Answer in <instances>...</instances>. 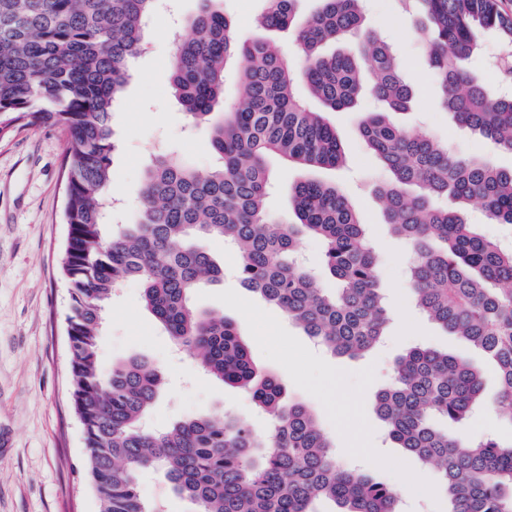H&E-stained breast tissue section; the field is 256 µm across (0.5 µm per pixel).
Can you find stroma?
Returning <instances> with one entry per match:
<instances>
[{
  "label": "stroma",
  "mask_w": 512,
  "mask_h": 512,
  "mask_svg": "<svg viewBox=\"0 0 512 512\" xmlns=\"http://www.w3.org/2000/svg\"><path fill=\"white\" fill-rule=\"evenodd\" d=\"M264 6V0H222L238 42L261 35L258 18ZM199 7L200 0H163L147 29L143 51L130 64L131 76L110 121L115 143L112 191L119 202L113 223L135 218L146 171L165 150H176L203 172L216 163L207 134L190 129L171 88L174 49L169 30L176 24L183 36H191L189 20ZM364 10L368 24L393 47L413 88V101L398 121L447 142L452 154L511 169L512 153L459 128L438 105L421 44L406 26L389 24L402 13L399 0H364ZM375 106L367 96L351 110L326 113L347 160L327 177L351 197L376 250L392 311L383 341L358 358L326 352L280 310L242 287L236 275L238 253L219 241L210 249L224 267V280L199 289L193 301L198 309L237 324L259 371L279 378L285 402H303L315 413L341 464L361 467L395 487L401 512H449L434 472L387 439L374 411V398L391 383L396 359L424 346L481 367L484 405L457 429L466 439L494 436L511 442L512 414L490 407L499 382L486 356L428 320L415 305L406 282L414 254L382 222L374 189L385 173L359 132L363 115ZM66 144L67 134L59 127L19 124L0 138V512H98V501L81 472L86 448L71 403L70 295L63 273ZM269 168L275 191L267 209L292 221L290 190L307 172L277 157L270 158ZM133 356L148 359L164 376L149 415L154 427L206 413L232 415L257 433L269 432L268 416L244 391L219 383L187 353H173L167 336L143 308L140 285L130 281L112 300L100 361L108 368ZM139 493L162 512H196L194 504L173 491L163 471H144Z\"/></svg>",
  "instance_id": "stroma-1"
}]
</instances>
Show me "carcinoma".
<instances>
[{
    "label": "carcinoma",
    "mask_w": 512,
    "mask_h": 512,
    "mask_svg": "<svg viewBox=\"0 0 512 512\" xmlns=\"http://www.w3.org/2000/svg\"><path fill=\"white\" fill-rule=\"evenodd\" d=\"M218 2L201 0L192 38L175 49L171 78L190 123L209 133L219 163L202 174L174 152L160 155L147 171L136 223L116 229L106 222L115 148L109 120L158 0H0V136L17 124L68 133L63 271L84 471L99 512H155L136 482L152 466L162 467L198 512H314L319 498L333 500L338 512H400L392 486L336 461L307 406L282 405L281 382L258 371L235 323L193 305L197 289L224 275L208 243L230 239L243 286L332 354L370 351L389 320L366 225L336 182L296 183L294 224L267 212L271 156L310 171L336 169L344 156L323 112L300 102L298 79L273 39L235 43ZM296 2L266 0L259 26L294 29L306 60L304 86L324 112L353 108L366 94L380 102L360 133L388 173L376 190L384 223L414 250L407 283L416 306L494 362L496 403L512 408V249L476 234L463 218L464 207L479 202L491 221L512 224V170L455 156L394 120L411 103L412 89L391 47L366 27L361 0H321L301 23ZM414 2L422 21L411 31L426 50L440 106L459 127L512 152V95L463 66L492 35L511 53L500 77L512 79V13L499 0ZM350 36L358 48L345 45ZM336 43L337 50L324 52ZM230 65L238 68L243 104L220 112ZM302 231L323 244L335 292L300 266ZM130 280L141 284L144 307L176 348L268 412L267 435L207 414L163 430L146 424L162 372L140 358L108 370L99 362L112 294ZM394 373L374 410L398 447L437 468L450 512H512V443H473L433 424L468 418L482 393L480 367L415 347L395 361Z\"/></svg>",
    "instance_id": "obj_1"
}]
</instances>
